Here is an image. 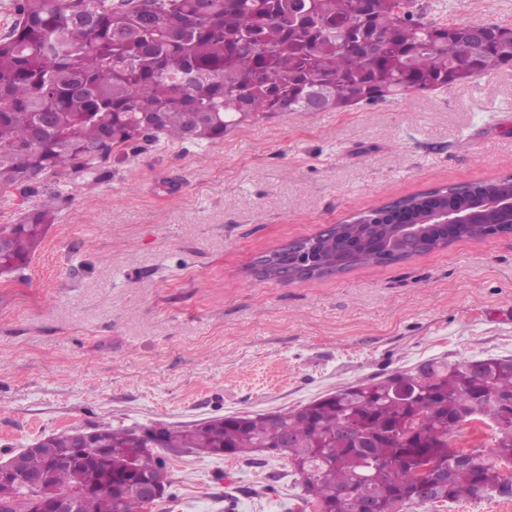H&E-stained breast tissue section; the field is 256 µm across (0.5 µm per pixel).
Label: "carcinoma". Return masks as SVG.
Returning <instances> with one entry per match:
<instances>
[{
  "mask_svg": "<svg viewBox=\"0 0 512 512\" xmlns=\"http://www.w3.org/2000/svg\"><path fill=\"white\" fill-rule=\"evenodd\" d=\"M306 17L292 19L289 0H10L12 23L0 35V192L25 196L46 175L73 180L98 177L112 163V146L135 150L139 140L199 144L252 115L310 112L317 96L340 111L391 102L416 91L450 90L512 67V37L488 42L477 53L466 35L444 33L424 20L415 0H377L363 17L357 0H304ZM368 25L386 36L369 53L356 47ZM485 184L447 187L453 203L467 205ZM46 204L15 224H0V274L27 266L56 219ZM360 214L314 235L336 252V266L307 275L278 266V282L305 281L359 266L382 264L389 231ZM422 364L395 374L417 393L394 394L390 378L358 384L334 398H320L275 416L229 415L169 426L160 448L145 449L129 427L99 425L97 451L75 447L74 433L51 436L67 448L68 461L52 470L43 455L25 458L29 474H43V493L68 498L94 471L112 488L91 487L76 512H142L131 480L145 477L169 490L161 451L188 448L190 455L265 456L274 433L291 436L287 449L302 491L315 512H359L369 493L378 512H409L418 504L415 468L428 457L448 481L435 495L451 503L512 494V420L497 425L495 457L473 448L459 467L448 455L449 434L463 423L496 419L498 402L512 398V359L485 358Z\"/></svg>",
  "mask_w": 512,
  "mask_h": 512,
  "instance_id": "obj_1",
  "label": "carcinoma"
}]
</instances>
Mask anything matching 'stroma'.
I'll list each match as a JSON object with an SVG mask.
<instances>
[{
	"instance_id": "obj_1",
	"label": "stroma",
	"mask_w": 512,
	"mask_h": 512,
	"mask_svg": "<svg viewBox=\"0 0 512 512\" xmlns=\"http://www.w3.org/2000/svg\"><path fill=\"white\" fill-rule=\"evenodd\" d=\"M512 25V0H418ZM512 175V68L342 112L256 117L202 145L143 144L100 180L0 194V224L68 196L0 276V457L72 428L268 413L431 360L512 358V234L323 279L261 254L392 200ZM154 512H292L287 454L168 456Z\"/></svg>"
}]
</instances>
